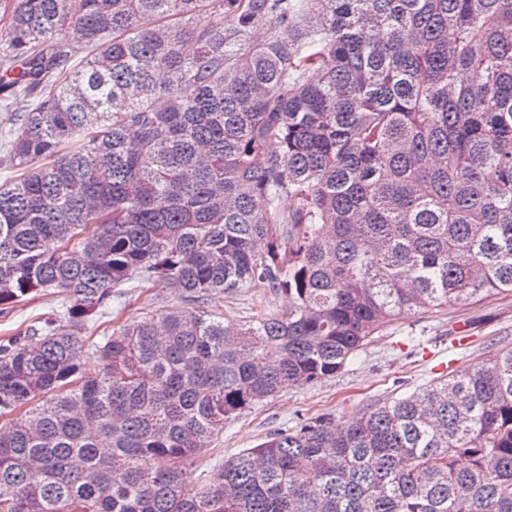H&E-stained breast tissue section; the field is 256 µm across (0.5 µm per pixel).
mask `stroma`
<instances>
[{
  "mask_svg": "<svg viewBox=\"0 0 512 512\" xmlns=\"http://www.w3.org/2000/svg\"><path fill=\"white\" fill-rule=\"evenodd\" d=\"M208 309L250 319L259 309L284 311L287 296L253 291L210 296ZM42 296L0 313V344L17 338L27 326L55 308ZM512 349V296L493 295L448 305L384 323L336 377L292 386L228 422L223 435L197 460L198 469L252 448L269 434L303 420L330 415L336 422L353 410L410 393L430 382L466 372L487 351Z\"/></svg>",
  "mask_w": 512,
  "mask_h": 512,
  "instance_id": "stroma-1",
  "label": "stroma"
}]
</instances>
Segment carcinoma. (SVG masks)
<instances>
[{
	"instance_id": "1",
	"label": "carcinoma",
	"mask_w": 512,
	"mask_h": 512,
	"mask_svg": "<svg viewBox=\"0 0 512 512\" xmlns=\"http://www.w3.org/2000/svg\"><path fill=\"white\" fill-rule=\"evenodd\" d=\"M0 72V313L62 300L0 344V512H512V350L192 468L381 324L512 294V0H0ZM141 284L288 312L87 334ZM205 306L210 310L234 315L237 319L249 320L256 310L267 309L282 312L288 308L285 295L263 294L253 291L234 295L218 294L209 296Z\"/></svg>"
}]
</instances>
